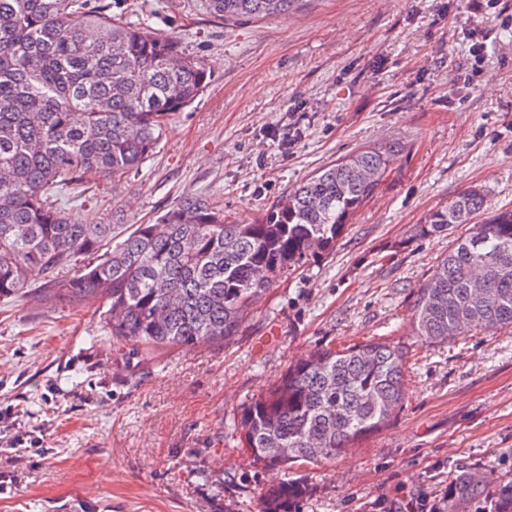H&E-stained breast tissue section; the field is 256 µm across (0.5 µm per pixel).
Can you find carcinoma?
I'll return each mask as SVG.
<instances>
[{"instance_id": "carcinoma-1", "label": "carcinoma", "mask_w": 512, "mask_h": 512, "mask_svg": "<svg viewBox=\"0 0 512 512\" xmlns=\"http://www.w3.org/2000/svg\"><path fill=\"white\" fill-rule=\"evenodd\" d=\"M300 0H199L234 23L273 17ZM205 64L179 40L105 0H0V296L23 299L29 272L42 298L98 305L112 342L142 360L222 344L238 335L278 280L329 251L350 216L377 194L400 150L380 144L311 176L263 219L228 220L201 195L112 243L57 203L70 190L141 169L170 117L208 85ZM459 226L415 292L411 335L427 346L461 329L512 328V209L487 213L485 193L463 191L429 214L415 236ZM409 361L401 342L317 348L287 366L242 412L252 462L283 477L264 486L261 512H296L307 484L288 465H320L386 427L400 410ZM480 477L453 483L447 512Z\"/></svg>"}]
</instances>
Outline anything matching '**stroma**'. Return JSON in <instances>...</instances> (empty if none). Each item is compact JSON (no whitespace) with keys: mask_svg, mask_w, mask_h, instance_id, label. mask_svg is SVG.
Segmentation results:
<instances>
[{"mask_svg":"<svg viewBox=\"0 0 512 512\" xmlns=\"http://www.w3.org/2000/svg\"><path fill=\"white\" fill-rule=\"evenodd\" d=\"M112 10L179 37L209 83L137 174L74 202L89 222L122 210V236L198 194L254 219L345 155L401 153L333 248L263 294L224 345L140 363L94 308L0 298V512H260L273 475L240 446L243 408L292 360L368 340L409 344L405 401L336 461L293 465L309 486L297 512H393L473 468L484 487L457 512H482L512 483V329L415 341L414 293L452 237L414 228L474 186L490 209L512 207V0H301L235 24L197 0ZM20 410L35 428L18 448Z\"/></svg>","mask_w":512,"mask_h":512,"instance_id":"obj_1","label":"stroma"}]
</instances>
